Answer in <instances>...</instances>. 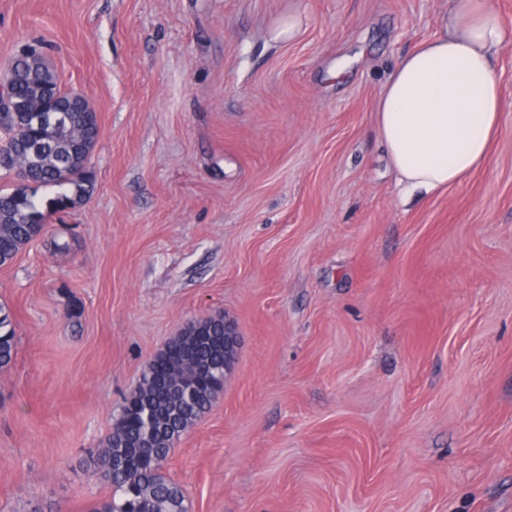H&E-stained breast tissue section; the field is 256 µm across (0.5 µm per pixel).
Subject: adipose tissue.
Wrapping results in <instances>:
<instances>
[{
	"instance_id": "adipose-tissue-1",
	"label": "adipose tissue",
	"mask_w": 512,
	"mask_h": 512,
	"mask_svg": "<svg viewBox=\"0 0 512 512\" xmlns=\"http://www.w3.org/2000/svg\"><path fill=\"white\" fill-rule=\"evenodd\" d=\"M506 42L491 0H450L439 34L390 72L374 112L406 192L454 185L486 163L502 112L492 59Z\"/></svg>"
}]
</instances>
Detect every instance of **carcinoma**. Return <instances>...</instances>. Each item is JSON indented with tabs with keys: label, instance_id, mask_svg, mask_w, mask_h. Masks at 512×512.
<instances>
[{
	"label": "carcinoma",
	"instance_id": "obj_1",
	"mask_svg": "<svg viewBox=\"0 0 512 512\" xmlns=\"http://www.w3.org/2000/svg\"><path fill=\"white\" fill-rule=\"evenodd\" d=\"M15 93L37 102L39 112H7L0 117V171L28 166L27 185L21 191L0 190V265L7 264L44 228L52 214L69 209L88 192L89 171L82 163L95 141L88 136L96 121L86 94L69 89L73 104L57 107L60 84L38 56H16L12 63ZM69 188L46 205L34 199L33 186ZM15 330L0 305V371L15 356ZM164 365L150 362L123 407L122 415L101 448L92 455L91 476H101L112 494L94 512H186L185 496L163 469L189 428L212 406L224 376V317L196 322L192 332L172 339L161 354ZM216 368L210 379L194 388L182 377L189 364ZM123 468V478H112L103 466Z\"/></svg>",
	"mask_w": 512,
	"mask_h": 512
}]
</instances>
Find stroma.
<instances>
[{
    "instance_id": "obj_1",
    "label": "stroma",
    "mask_w": 512,
    "mask_h": 512,
    "mask_svg": "<svg viewBox=\"0 0 512 512\" xmlns=\"http://www.w3.org/2000/svg\"><path fill=\"white\" fill-rule=\"evenodd\" d=\"M447 9L0 0V77L41 42L100 126L89 195L0 266V512L108 497L91 451L219 314L234 367L165 465L189 512H512V40L461 183L405 197L374 114ZM15 330L9 313L0 305V371L7 370L14 359L16 347Z\"/></svg>"
}]
</instances>
